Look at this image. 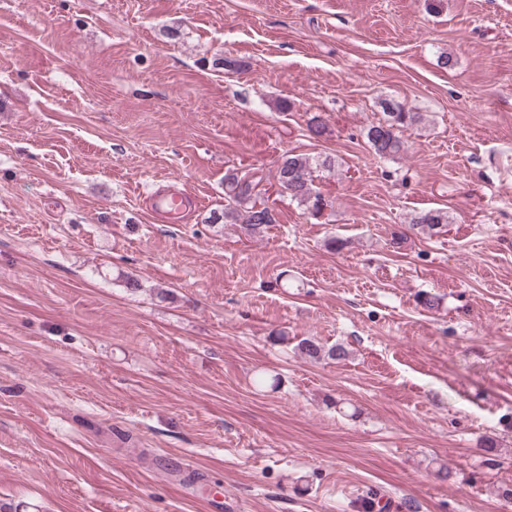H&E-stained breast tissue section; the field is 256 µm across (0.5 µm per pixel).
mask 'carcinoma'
Segmentation results:
<instances>
[{
  "label": "carcinoma",
  "mask_w": 512,
  "mask_h": 512,
  "mask_svg": "<svg viewBox=\"0 0 512 512\" xmlns=\"http://www.w3.org/2000/svg\"><path fill=\"white\" fill-rule=\"evenodd\" d=\"M382 109L383 118L368 126L366 139L378 156L389 157L401 151L399 133L402 129L422 123L424 115L421 112H407L389 100L382 101ZM333 165L335 160L329 156L314 161L304 154L288 151L282 155L277 168V181L285 185L288 194L313 215L319 202L325 200L313 187V167L330 169ZM224 200V213L215 220L238 224L248 235H256L267 225L276 223L274 210L264 202L259 183L240 175L235 169H229L224 174ZM448 222V212L441 209L424 210L411 219V223L424 224L430 229ZM298 347L314 360L326 356L338 361L348 356L347 350L341 345L326 350L312 339L302 340Z\"/></svg>",
  "instance_id": "carcinoma-1"
}]
</instances>
